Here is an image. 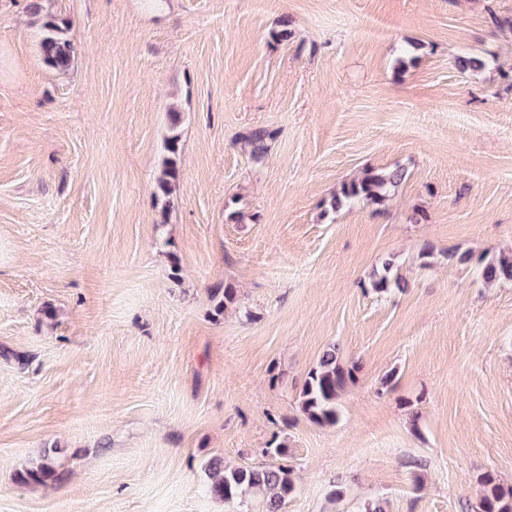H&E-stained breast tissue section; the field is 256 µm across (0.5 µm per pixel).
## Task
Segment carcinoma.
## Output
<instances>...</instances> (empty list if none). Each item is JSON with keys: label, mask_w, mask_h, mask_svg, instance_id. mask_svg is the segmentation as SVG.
Returning a JSON list of instances; mask_svg holds the SVG:
<instances>
[{"label": "carcinoma", "mask_w": 512, "mask_h": 512, "mask_svg": "<svg viewBox=\"0 0 512 512\" xmlns=\"http://www.w3.org/2000/svg\"><path fill=\"white\" fill-rule=\"evenodd\" d=\"M69 25L51 15L42 17L43 34L39 43L44 62L54 69L66 70L74 59V45L66 36ZM171 134L166 138L162 177L158 182L159 190L166 197L176 191L178 179V160L180 156V136L177 127L180 113L169 112ZM266 133L253 131L247 138L251 147V156L260 160L266 152ZM406 178L402 168L390 170L366 169L362 174L342 184L340 193L333 201L338 208L345 203L366 202L380 205L391 191L395 190ZM481 278L487 284L512 281V258L499 256L491 259H479ZM408 286L406 278L394 271V263L386 262L382 270L374 274L372 288L382 293L392 288L402 290ZM355 367H347L338 360V348L331 345L325 350L318 363L307 374L300 397L302 410L319 424H334L338 418L340 393L347 382L354 379ZM56 476L49 457L25 468L21 475L26 483L42 484ZM208 492L212 498L229 503L246 491L263 495L266 512H281L286 498L292 493L294 485L291 471L281 464H268L261 467L233 468L224 467L220 459L210 461L208 465ZM484 494L479 500L476 512H512V486L505 487L488 474L482 479Z\"/></svg>", "instance_id": "cac0c4a2"}]
</instances>
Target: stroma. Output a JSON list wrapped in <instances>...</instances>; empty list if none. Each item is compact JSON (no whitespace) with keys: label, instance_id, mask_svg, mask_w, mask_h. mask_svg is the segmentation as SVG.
I'll use <instances>...</instances> for the list:
<instances>
[{"label":"stroma","instance_id":"stroma-1","mask_svg":"<svg viewBox=\"0 0 512 512\" xmlns=\"http://www.w3.org/2000/svg\"><path fill=\"white\" fill-rule=\"evenodd\" d=\"M41 3L68 71L30 0H0V512H264L212 499L206 467L280 443L282 512H474L483 476L512 486V282L478 264L512 255V0ZM397 166L384 204L333 208ZM389 259L409 286L379 294ZM332 345L358 371L318 424L299 393ZM47 453L57 479L23 482ZM42 5L36 0L32 3L33 14L42 17L43 34L39 43L44 62L54 69L66 70L74 59V45L66 36L69 25L52 15L41 16ZM171 121V134L166 138L164 150L166 156L163 159L162 177L158 182L159 190L168 197L169 202L173 201L171 196L176 191V182L178 179V160L180 156V136L177 133V127L180 122V113L172 110L169 112ZM405 178L406 172L402 168L365 169L358 178L342 184L333 205L338 208L344 203L383 204Z\"/></svg>","mask_w":512,"mask_h":512}]
</instances>
